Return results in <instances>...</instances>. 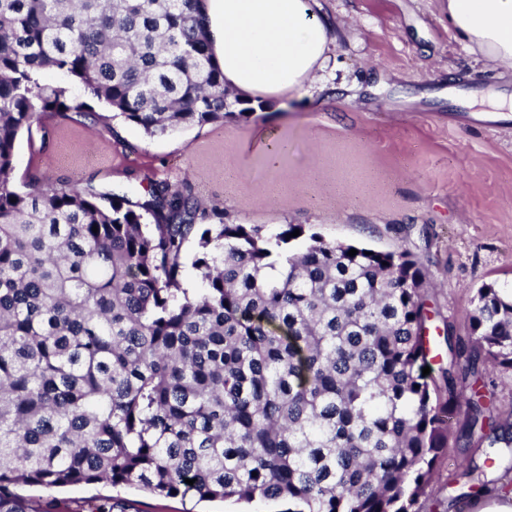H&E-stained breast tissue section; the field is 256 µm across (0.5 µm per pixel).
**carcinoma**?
<instances>
[{"mask_svg":"<svg viewBox=\"0 0 512 512\" xmlns=\"http://www.w3.org/2000/svg\"><path fill=\"white\" fill-rule=\"evenodd\" d=\"M50 71L150 137L248 103L228 100L199 0H0V512H33L19 482L100 481L283 512H420L462 406L486 450L448 488L512 471V427L484 382L512 370V294L478 289L470 347L446 325L451 360L436 368L407 252L315 233L297 251L302 226L213 224L162 182L142 202L20 187V136L94 112L44 83ZM190 242L198 291L182 280Z\"/></svg>","mask_w":512,"mask_h":512,"instance_id":"cac0c4a2","label":"carcinoma"}]
</instances>
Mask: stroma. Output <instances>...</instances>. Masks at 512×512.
<instances>
[{
  "label": "stroma",
  "mask_w": 512,
  "mask_h": 512,
  "mask_svg": "<svg viewBox=\"0 0 512 512\" xmlns=\"http://www.w3.org/2000/svg\"><path fill=\"white\" fill-rule=\"evenodd\" d=\"M336 28L325 90L263 101L248 116L148 137L97 106L96 118L46 117L21 135L14 179L38 174L140 199L153 181L187 188L228 224L265 234L299 224L325 241L407 252L423 270L429 333L470 334L478 288L512 292V111L487 112L489 89L512 101V71L476 62L448 23L447 0H319ZM283 144L284 153L272 154ZM451 446L419 500L448 512L449 469L481 458ZM14 493L40 512H279L273 500L155 497L109 482Z\"/></svg>",
  "instance_id": "stroma-1"
}]
</instances>
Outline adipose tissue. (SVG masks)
I'll list each match as a JSON object with an SVG mask.
<instances>
[{"label": "adipose tissue", "mask_w": 512, "mask_h": 512, "mask_svg": "<svg viewBox=\"0 0 512 512\" xmlns=\"http://www.w3.org/2000/svg\"><path fill=\"white\" fill-rule=\"evenodd\" d=\"M313 0H200L225 88L247 98L317 90L337 37ZM448 22L480 61L512 68V0H448Z\"/></svg>", "instance_id": "obj_1"}]
</instances>
